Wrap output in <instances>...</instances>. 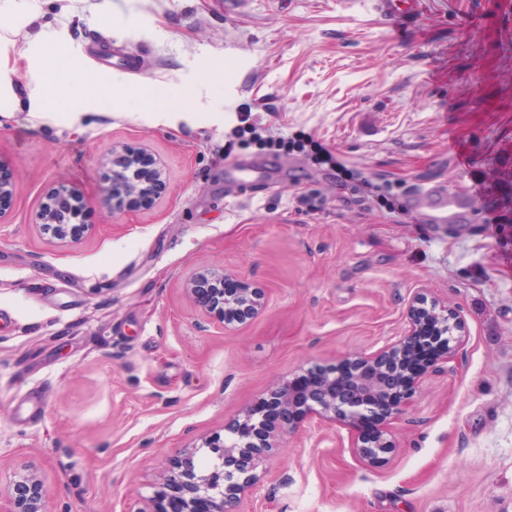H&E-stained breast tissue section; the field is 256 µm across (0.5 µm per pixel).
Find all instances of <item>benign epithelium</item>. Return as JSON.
Masks as SVG:
<instances>
[{
	"instance_id": "1",
	"label": "benign epithelium",
	"mask_w": 512,
	"mask_h": 512,
	"mask_svg": "<svg viewBox=\"0 0 512 512\" xmlns=\"http://www.w3.org/2000/svg\"><path fill=\"white\" fill-rule=\"evenodd\" d=\"M112 165V181L102 187L101 198L114 210L132 203L150 207L166 189L163 169L153 164L143 151L116 152L112 155ZM13 193L11 178L0 171V224L8 223L6 205ZM84 205L86 200L79 188L55 185L36 212L34 224L55 238L77 239L88 229V225L76 223ZM224 279V270L211 268L197 273L186 283L187 292L206 317L229 326L263 309L265 294L261 289L238 279V287L225 294L213 288ZM428 323L443 334L441 355L425 366L420 375L451 359L461 342V322L448 307L429 305L423 298H416L408 311L404 336L351 360L352 375L344 385H338L339 376L327 367L317 368V377L301 393L295 391L293 382L284 381L264 398V403L278 413L274 424L256 422L254 414L249 413L224 428V436H216L207 443L215 460L208 472L197 467L193 455H185L176 470L167 476L169 483L181 489L178 512H194V502L201 498L213 501V512H240L242 494L253 491L259 483L258 477L252 474L256 458L276 447L281 435L297 430L310 416L347 427L358 457L370 464L382 462L396 448L388 425L401 415L408 399V392L391 389L386 373L394 363L404 359L413 344L422 340L423 328ZM369 413L378 415L380 423L378 431L367 437L361 431V422ZM11 505L9 512H47L43 486L32 478L16 481Z\"/></svg>"
}]
</instances>
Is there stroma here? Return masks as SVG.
Masks as SVG:
<instances>
[{
  "instance_id": "35a3bbf8",
  "label": "stroma",
  "mask_w": 512,
  "mask_h": 512,
  "mask_svg": "<svg viewBox=\"0 0 512 512\" xmlns=\"http://www.w3.org/2000/svg\"><path fill=\"white\" fill-rule=\"evenodd\" d=\"M371 2L75 0L56 20L75 52L108 40L134 54L145 82L207 83L212 108L160 122L130 98L73 121L0 119L15 184L0 224V512L29 474L48 512H154L184 450L208 455L276 384L397 340L419 295L457 313L462 344L391 422L388 461L365 464L346 427L305 420L263 458L243 512H512V0H419L394 20ZM254 102L268 135L310 133L360 181L338 188L298 151L218 160ZM124 146L165 170L151 208L97 200ZM242 160L268 184L228 196L224 170ZM365 179L478 205L426 224L365 198ZM60 183L90 200L75 242L33 222ZM209 267L261 288L263 311L205 318L185 284Z\"/></svg>"
}]
</instances>
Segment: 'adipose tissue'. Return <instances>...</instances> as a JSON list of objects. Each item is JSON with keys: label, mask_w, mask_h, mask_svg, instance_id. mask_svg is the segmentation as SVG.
I'll return each instance as SVG.
<instances>
[{"label": "adipose tissue", "mask_w": 512, "mask_h": 512, "mask_svg": "<svg viewBox=\"0 0 512 512\" xmlns=\"http://www.w3.org/2000/svg\"><path fill=\"white\" fill-rule=\"evenodd\" d=\"M53 2L59 14L72 12L73 0H0V18L10 26L0 31V113L79 114L98 112L104 105L137 96L159 119L209 107L207 92L192 96L156 86L132 85L90 65L74 53L58 29L43 23L44 6Z\"/></svg>", "instance_id": "ef3b65f1"}]
</instances>
